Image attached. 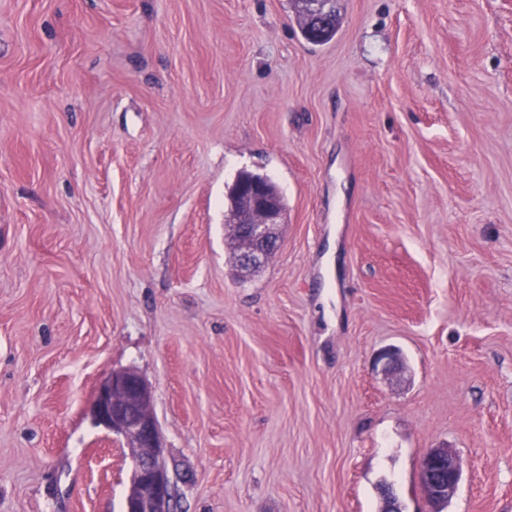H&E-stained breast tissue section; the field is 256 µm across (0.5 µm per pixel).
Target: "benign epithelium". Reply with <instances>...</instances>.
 Instances as JSON below:
<instances>
[{
    "label": "benign epithelium",
    "instance_id": "benign-epithelium-1",
    "mask_svg": "<svg viewBox=\"0 0 512 512\" xmlns=\"http://www.w3.org/2000/svg\"><path fill=\"white\" fill-rule=\"evenodd\" d=\"M337 0H297L299 9L318 25L311 31L321 41L324 21L336 13ZM229 217L241 244L236 271L245 278L264 267L279 246L284 209L270 192L269 180L254 177L237 181L230 189ZM152 389L132 369L114 370L97 387L91 415L94 421L133 449V469L123 512H174V490L164 453L163 438L153 413ZM424 492L443 512L461 479L457 455L441 446L431 449L420 463Z\"/></svg>",
    "mask_w": 512,
    "mask_h": 512
}]
</instances>
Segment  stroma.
<instances>
[{"label": "stroma", "instance_id": "stroma-1", "mask_svg": "<svg viewBox=\"0 0 512 512\" xmlns=\"http://www.w3.org/2000/svg\"><path fill=\"white\" fill-rule=\"evenodd\" d=\"M338 8L0 0V512H122L125 368L174 512H431L440 446L446 512H512V0ZM243 171L286 203L246 279ZM338 0H297L299 9L308 16V18L316 22L319 29L311 31V35L314 41H322L329 28H324V21L331 18L336 13V3ZM339 24L338 15L335 14L333 19L330 21V31L323 43L330 41L336 34V30ZM152 398L150 385L138 372L121 369L98 385L91 407L94 421L133 449L123 512L174 511L173 483ZM420 478L424 492L435 505L433 512H443L461 479V465L457 455L446 446L431 449L420 463Z\"/></svg>", "mask_w": 512, "mask_h": 512}]
</instances>
